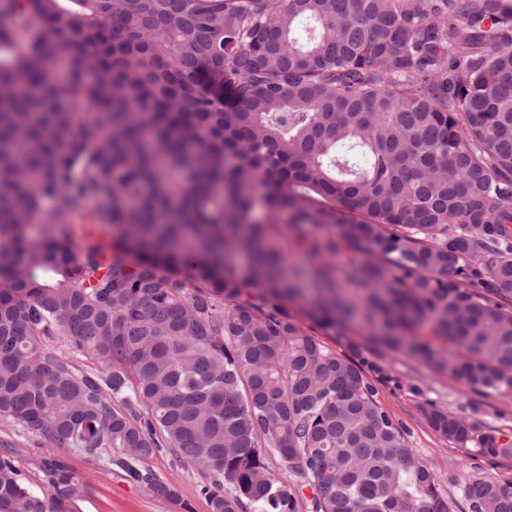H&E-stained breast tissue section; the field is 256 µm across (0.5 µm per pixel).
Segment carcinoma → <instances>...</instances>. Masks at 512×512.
<instances>
[{
	"label": "carcinoma",
	"mask_w": 512,
	"mask_h": 512,
	"mask_svg": "<svg viewBox=\"0 0 512 512\" xmlns=\"http://www.w3.org/2000/svg\"><path fill=\"white\" fill-rule=\"evenodd\" d=\"M283 213L365 255L373 312L433 320L448 374L512 391V7L0 0V418L165 498L135 464L167 449L203 470L211 512H295L270 449L312 512H448L361 367L280 305L303 295L255 245ZM86 219L124 240L77 236ZM315 287L336 325L343 287L325 268ZM423 412L512 453L477 419ZM41 471L46 494L0 453V512H79L78 476L51 454ZM464 496L512 512V483ZM268 466L271 477L276 481L286 485L288 487V491L293 494L296 500L295 512H310L311 508L308 500L310 499L311 491L309 488H305L303 490V495L296 493L295 487L297 484H299V478L293 475H289L288 473H285L283 470H281L278 465V459L276 456L272 455L269 458Z\"/></svg>",
	"instance_id": "obj_1"
}]
</instances>
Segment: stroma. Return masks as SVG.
<instances>
[{"label": "stroma", "mask_w": 512, "mask_h": 512, "mask_svg": "<svg viewBox=\"0 0 512 512\" xmlns=\"http://www.w3.org/2000/svg\"><path fill=\"white\" fill-rule=\"evenodd\" d=\"M306 240L308 244L318 245V253L298 248L293 237L284 232L266 234L259 246L284 256L292 272H307L319 266L333 268L337 282L347 286L353 315L348 323L331 330L319 327L297 304H288L290 315L326 346L361 362L377 389L379 404L404 425L409 447L433 471L449 512H468L463 488L471 478L485 476L512 481V456L489 465L479 440L464 445L450 442L432 430L422 412L423 407L432 404L465 418L478 419L484 431L494 432L502 444L512 446V392L491 389L478 392L466 381L441 370L439 360L447 355L448 344L438 336L430 320L395 329L397 335L413 337L427 346L430 357L415 359L399 349L379 350L376 338L384 329L370 327L364 319L369 293L361 274L367 263L365 256L343 246L327 251L328 235L322 230L310 231ZM1 441L11 445L25 483L41 486L40 462L46 450L38 438L0 419ZM56 455L80 478L84 490L80 512H210L199 490L202 473L180 462L169 451L159 452L149 460L148 466L173 490L170 498L157 496L146 483L133 480L123 469L73 449H59Z\"/></svg>", "instance_id": "stroma-1"}]
</instances>
